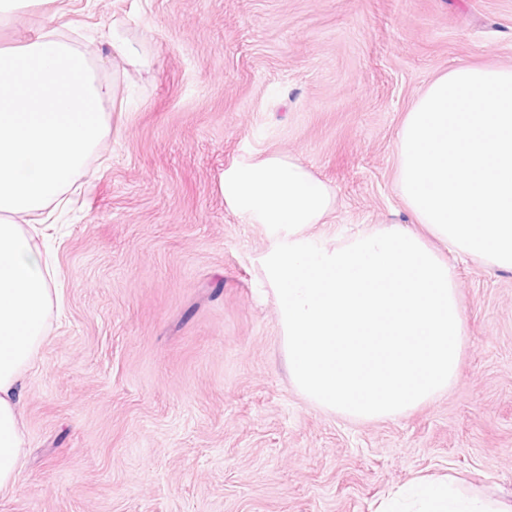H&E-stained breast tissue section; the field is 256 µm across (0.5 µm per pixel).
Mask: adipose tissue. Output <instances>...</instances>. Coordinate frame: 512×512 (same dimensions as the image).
<instances>
[{"instance_id":"1","label":"adipose tissue","mask_w":512,"mask_h":512,"mask_svg":"<svg viewBox=\"0 0 512 512\" xmlns=\"http://www.w3.org/2000/svg\"><path fill=\"white\" fill-rule=\"evenodd\" d=\"M89 49L44 28L16 51L0 50V492L15 488L24 433L17 408L45 340L53 271L17 216H39L81 178L107 125L114 95L93 76ZM418 512H512V499L469 496L451 481L421 477L393 507Z\"/></svg>"}]
</instances>
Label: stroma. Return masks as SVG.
<instances>
[{"label":"stroma","instance_id":"stroma-1","mask_svg":"<svg viewBox=\"0 0 512 512\" xmlns=\"http://www.w3.org/2000/svg\"><path fill=\"white\" fill-rule=\"evenodd\" d=\"M96 40L113 84L86 177L37 245L53 309L19 407L25 458L0 512H377L420 476L512 497V272L458 265V376L394 420L353 421L293 387L260 258L269 230L224 173L278 154L335 192L308 236L414 220L396 188L402 119L464 64L512 67V0H37ZM141 58L113 56V38Z\"/></svg>","mask_w":512,"mask_h":512}]
</instances>
